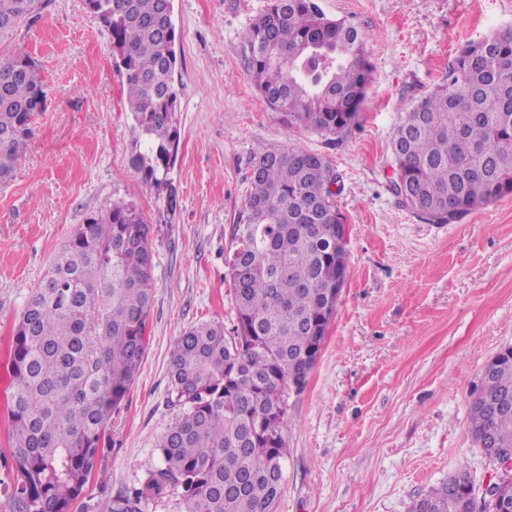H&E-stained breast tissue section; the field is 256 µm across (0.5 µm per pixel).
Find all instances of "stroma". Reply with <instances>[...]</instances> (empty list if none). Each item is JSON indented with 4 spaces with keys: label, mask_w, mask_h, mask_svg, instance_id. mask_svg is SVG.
Segmentation results:
<instances>
[{
    "label": "stroma",
    "mask_w": 512,
    "mask_h": 512,
    "mask_svg": "<svg viewBox=\"0 0 512 512\" xmlns=\"http://www.w3.org/2000/svg\"><path fill=\"white\" fill-rule=\"evenodd\" d=\"M24 29L47 105L12 178L0 183V367L13 328L60 247L112 198L152 224L149 345L109 425L73 512H105L112 494L158 461L177 410L170 352L189 327L236 323L225 263L256 162L295 147L340 176L348 273L308 385L288 412L289 457L276 512H409L449 477L474 487L504 475L470 434L485 363L512 345V196L455 224H427L393 193L391 139L401 116L445 82L459 45L512 25V0H316L353 22L370 81L349 129L289 127L256 90L243 34L270 0H173L179 150L170 188L147 183L111 37L83 0H47Z\"/></svg>",
    "instance_id": "stroma-1"
}]
</instances>
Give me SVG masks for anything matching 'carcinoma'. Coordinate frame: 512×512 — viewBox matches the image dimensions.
Instances as JSON below:
<instances>
[{"mask_svg": "<svg viewBox=\"0 0 512 512\" xmlns=\"http://www.w3.org/2000/svg\"><path fill=\"white\" fill-rule=\"evenodd\" d=\"M107 28L136 141L133 166L167 182L179 132L176 31L167 0H84ZM46 0H0V181L11 177L45 108L37 60L16 42ZM248 71L288 124L334 135L356 118L371 66L357 27L314 0H270L245 31ZM396 195L428 224H454L512 195V35L456 50L448 80L397 125ZM338 174L298 148L271 153L252 176L226 263L237 324L194 325L169 361L179 408L157 444L158 463L114 495L106 512H144L173 494L185 512H276L288 460V407L320 355L348 271ZM153 228L135 203L109 199L55 255L12 336V433L3 467L7 512H72L106 444L148 344ZM484 395L473 397L471 436L491 429L512 448V346L495 354ZM507 494L489 512H512ZM411 512H472L467 477L454 476Z\"/></svg>", "mask_w": 512, "mask_h": 512, "instance_id": "1", "label": "carcinoma"}]
</instances>
